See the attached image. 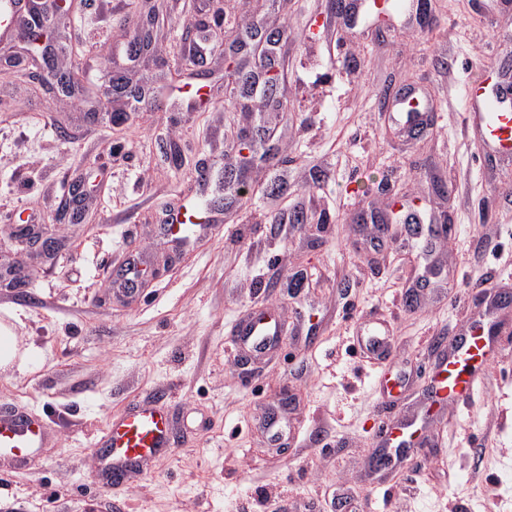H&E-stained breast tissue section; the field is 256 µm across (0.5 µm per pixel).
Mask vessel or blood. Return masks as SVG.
Returning <instances> with one entry per match:
<instances>
[{
	"instance_id": "1",
	"label": "vessel or blood",
	"mask_w": 512,
	"mask_h": 512,
	"mask_svg": "<svg viewBox=\"0 0 512 512\" xmlns=\"http://www.w3.org/2000/svg\"><path fill=\"white\" fill-rule=\"evenodd\" d=\"M33 0H0V44L11 40L15 23L32 17ZM463 123L477 139L485 157L504 166H512V35L500 38L494 64L480 66L463 87ZM392 115L406 128L423 129L428 125V103L405 91L394 97ZM401 220L419 225L418 244L427 247L437 238L428 225L424 206L401 203L397 206ZM199 212L187 207L173 211L165 225L167 235L187 240L200 229ZM512 303L494 298L490 311L471 317L463 332L448 344V352L437 374L423 392L421 413L411 420H392L382 416L373 442L374 452L390 460L410 459L424 437V422L431 416L474 395L484 367L503 350L512 328L504 324L501 314ZM233 348L248 346L261 352L272 347L281 329L277 318L259 312L240 319L232 328ZM367 350L385 356L391 338L383 325L373 324L362 332ZM55 434L41 419L0 407V459L21 465L39 449L47 447ZM98 443L104 452L96 459L102 481L121 482L130 474L143 471L152 461L168 456L174 449L170 416L156 405L138 402L121 415L113 417Z\"/></svg>"
}]
</instances>
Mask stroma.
Segmentation results:
<instances>
[{
	"instance_id": "1",
	"label": "stroma",
	"mask_w": 512,
	"mask_h": 512,
	"mask_svg": "<svg viewBox=\"0 0 512 512\" xmlns=\"http://www.w3.org/2000/svg\"><path fill=\"white\" fill-rule=\"evenodd\" d=\"M487 0H431L424 25L350 29L334 0H68L49 24L51 59L70 91L30 80L0 47V320L19 319L34 359L0 369V405H18L57 430L58 445L6 476L0 512H299L316 491L352 490L387 512H512V347L483 376L464 412L431 418V448L364 477L379 405L394 416L419 400L439 356L480 307L476 291L512 279V169L482 166L462 124L466 80L490 64L512 12ZM153 41L126 47L150 9ZM263 27L282 105L233 95L225 60L256 70L263 46L235 43ZM143 88L111 92L113 72ZM416 87L436 112L424 135L388 121L377 92ZM125 113L124 125L112 123ZM279 162L256 149L257 130ZM177 150L172 167L167 149ZM208 170L222 221L179 247L160 232L166 213L197 203ZM92 190L67 211L74 180ZM449 181L452 194L436 191ZM422 202L451 234L440 274L409 309L419 258L398 242L372 250L363 211L390 216L392 200ZM59 244L45 259L10 248L20 218ZM169 262L132 298L115 294L126 258ZM302 288H292L294 279ZM272 307L306 327L258 362L234 359L229 332L250 308ZM391 325L393 353L368 360L355 333ZM410 370L395 397L378 375ZM288 404H281L282 394ZM137 399H159L186 420L175 452L124 485L96 477L97 440ZM281 411L293 432L268 446L257 422Z\"/></svg>"
}]
</instances>
